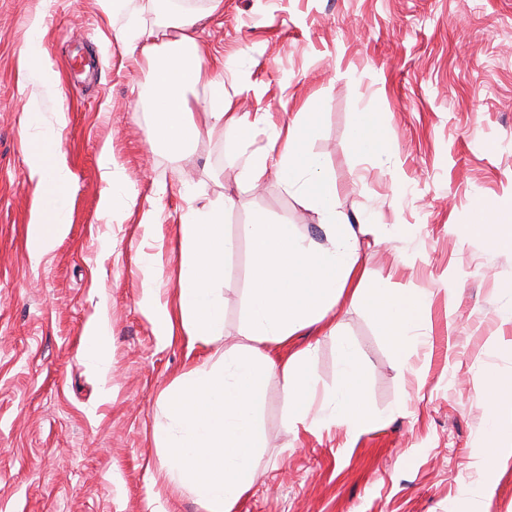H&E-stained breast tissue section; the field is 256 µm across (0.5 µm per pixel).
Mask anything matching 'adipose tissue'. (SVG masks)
<instances>
[{
	"mask_svg": "<svg viewBox=\"0 0 512 512\" xmlns=\"http://www.w3.org/2000/svg\"><path fill=\"white\" fill-rule=\"evenodd\" d=\"M163 7L164 0H146L115 35L130 51L140 52L148 66L152 144L180 156L201 133L242 127L244 118L229 109L223 70L206 66L196 35L198 15L184 17L175 40L156 43V31L146 16ZM31 31L20 53L23 80L32 94L54 92L58 76L42 49L40 21H33ZM199 94L206 106L197 117L190 99ZM319 134L318 113H296L286 127L274 130L272 148L247 156L244 176L256 185L268 172H275L289 192L316 214L322 241L300 237L290 224L241 225V235L251 244L242 341L220 351L214 363L181 375L161 400L153 437L163 451L165 477L192 493L206 512H232L255 481L257 461L268 441L259 411L272 379L281 381L289 428L307 424L321 431L338 425L357 436L375 421L367 401L366 366L350 339L338 342V384L322 394L311 369L312 347L277 360L264 352V345L289 343L299 332L335 315L347 298L362 303L367 314L399 342L409 347L420 343L427 301L369 282L360 273V239L378 235L379 228L362 219L351 221L341 211L321 157L309 148ZM386 140L377 113H357L350 143L354 152L380 156ZM25 161L36 189L28 253L37 263L68 230L73 175L61 155L49 165L29 151ZM186 201L175 305L159 309L156 319L164 335L179 329L189 344L208 346L224 334V256L229 249L224 208L200 202L191 193ZM484 398L491 446L482 464L494 471L512 462V380H494Z\"/></svg>",
	"mask_w": 512,
	"mask_h": 512,
	"instance_id": "1",
	"label": "adipose tissue"
}]
</instances>
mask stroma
Returning a JSON list of instances; mask_svg holds the SVG:
<instances>
[{
    "instance_id": "obj_1",
    "label": "stroma",
    "mask_w": 512,
    "mask_h": 512,
    "mask_svg": "<svg viewBox=\"0 0 512 512\" xmlns=\"http://www.w3.org/2000/svg\"><path fill=\"white\" fill-rule=\"evenodd\" d=\"M142 0L107 20L96 0H0V512H205L165 483L152 436L165 390L214 347L164 336L143 305L173 302L186 186L224 206L223 346L240 342L250 246L259 220L318 236L317 217L276 176L243 181L241 150L265 148L269 127L200 136L176 159L151 146L147 71L116 40ZM59 91L33 99L18 67L33 16ZM209 66L224 65L233 111L283 126L320 115L311 149L349 216L380 225L362 240L370 280L430 299L417 350L385 336L362 305L339 330L360 349L376 423L358 437L336 427L287 428L271 381L260 418L268 446L233 512H459L481 488L483 512H512V464L484 468L482 392L512 376V0H224L200 34ZM378 113L391 140L380 160L349 147L356 112ZM111 143L133 207L99 209L100 149ZM64 154L75 175L69 227L32 263L26 248L35 185L25 151ZM157 210L147 230L143 215ZM107 323V374L84 357ZM313 346L318 392L339 382L335 338L316 324L273 357Z\"/></svg>"
}]
</instances>
